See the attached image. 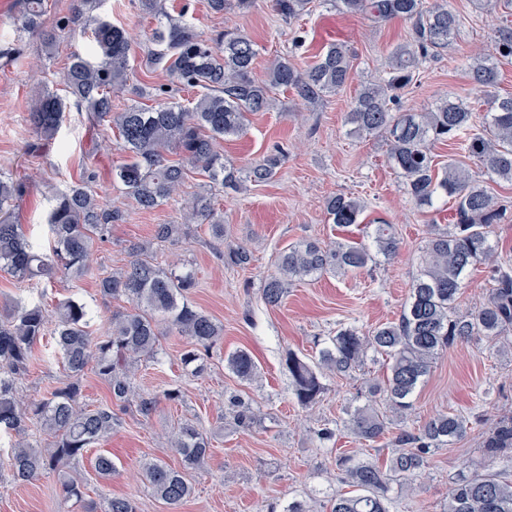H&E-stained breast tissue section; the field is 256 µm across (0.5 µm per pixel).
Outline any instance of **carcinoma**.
Returning a JSON list of instances; mask_svg holds the SVG:
<instances>
[{
	"label": "carcinoma",
	"mask_w": 512,
	"mask_h": 512,
	"mask_svg": "<svg viewBox=\"0 0 512 512\" xmlns=\"http://www.w3.org/2000/svg\"><path fill=\"white\" fill-rule=\"evenodd\" d=\"M96 0H76L72 32L89 39L92 58L79 52L70 56L63 74L67 92L91 120L113 131L127 159L112 170V181L122 186L125 196L149 211L182 191L187 165L202 169L210 184L204 193L187 198L182 224H158L154 239L178 240L187 224H208L213 237L224 239L223 220L211 205V196L226 189L240 191L245 184L271 180L281 166L283 154L276 152L247 168L224 163L216 143L243 131L246 115L273 106L279 91H293L314 103L343 89L351 78L352 56L341 43H333L305 70L288 58L275 60L266 75L253 74L257 56L255 43L238 32L222 31L207 36L186 20V8L173 15L162 0H138L142 14L154 19L151 41L142 64L148 71L161 69L171 84L146 90L132 88L136 100L121 112L112 111V91L126 86L131 44L125 28L91 15ZM348 12L369 14L377 22L403 19L411 23L410 42L392 52L386 80L362 87L348 122L358 136H381L387 156L403 178L410 199L428 208L443 197L454 200L453 223L441 229L431 225L422 247L409 298L397 320L378 326L365 335L353 326L336 330L323 342L317 362L310 363L295 352L286 353L290 391L297 405L310 409L324 393L323 375H348L358 369L368 351L388 359L387 376L381 386L369 389L370 399L347 411L344 427L361 440L375 442L387 429V416L377 409L382 398L389 412L401 415L413 406L417 388L423 383L433 360L442 352L473 337L496 338L512 334V264L499 259L491 227L502 221L503 209L485 182L472 178L466 169L450 161L440 167L432 152L438 144L452 145L476 159L487 180L512 182V96L493 97L482 123L460 100L445 99L428 112H393L389 104L395 92L413 79L423 60L448 48L461 26V15L446 8H428L424 0H340ZM311 0H274V9L284 21L293 22L309 11ZM45 0H24L21 14L13 19L19 30L39 33L45 45L56 43L54 31L44 26ZM495 55L470 58L471 81L484 91L497 86L498 58H512V28L502 27L495 40ZM195 92L191 102L175 101L179 93ZM159 98L148 106L140 98ZM64 118V103L57 93L46 90L29 108L33 141L52 139ZM174 152L176 162L166 158ZM88 174L61 192L48 224L54 236L52 249L44 253L29 243L23 225L11 210L24 194V185L0 174V266L19 280H53L63 271L79 278L89 273V258L95 239L103 238L124 213L100 203L89 186ZM366 206L357 198L339 193L326 201V213L337 227L360 223ZM371 244L345 239L334 246L303 241L284 250L277 272L264 281L266 305L278 306L288 284L323 274L352 273L366 268L380 256L390 257L399 247L393 226L377 224ZM129 263L98 280L105 297L126 299L129 307L112 311L109 327L92 335L88 306L69 299L57 307L54 339L67 380L42 400L23 406L17 399V383L27 375L35 346L47 332L48 319L39 305H13L0 313V432L17 436L10 454L0 461L16 481H29L63 465L77 463L94 443L112 433L117 412L135 403L143 418L156 410L158 398L143 393L136 384L139 362L157 355L160 336L168 329L185 337L187 345L180 362L194 374L204 369L207 357L222 340L223 328L199 310L188 298L196 287L193 274L174 266L163 268L150 256L151 242L128 246ZM225 262L245 267L249 251L242 247L224 251ZM484 267L493 283L488 300L463 311L461 291L471 271ZM230 370L242 380L257 373L251 355L238 350L227 358ZM92 370L108 383L111 404L88 409L80 405L82 380ZM234 420L241 428L255 422L251 404L238 395L229 397ZM38 423L54 441L48 448L27 439L28 424ZM467 420L457 414H437L416 432L396 437L401 449L385 462L358 459L348 453L336 456L342 484L352 491H335L322 512H390V491L414 489L415 481L427 475L430 458L462 438ZM171 449L180 456V468L160 460L141 465L153 495L177 508L193 494L188 475L206 468L210 440L190 423L168 437ZM483 458L496 470L453 479L445 512H512V417H504L485 432ZM82 482L72 475L61 476L64 497L83 499ZM103 512H138L133 500L115 496L106 499Z\"/></svg>",
	"instance_id": "obj_1"
}]
</instances>
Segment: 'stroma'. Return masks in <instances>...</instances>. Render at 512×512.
Returning a JSON list of instances; mask_svg holds the SVG:
<instances>
[{
  "instance_id": "obj_1",
  "label": "stroma",
  "mask_w": 512,
  "mask_h": 512,
  "mask_svg": "<svg viewBox=\"0 0 512 512\" xmlns=\"http://www.w3.org/2000/svg\"><path fill=\"white\" fill-rule=\"evenodd\" d=\"M190 3L189 16L200 32L237 31L255 42V77H264L279 56L308 68L324 47L342 41L353 55L352 78L341 91L314 104L292 92L281 93L273 110L248 114L241 135L219 141L225 161L238 167L258 162L276 148L285 154L270 182L216 197L223 239L213 238L207 225L192 224L177 242H155L157 262L193 269L197 286L190 299L224 328L206 370L197 376L184 371L179 361L183 338L163 337L158 357L142 362L137 374L140 390L159 395L157 409L147 419L132 409L123 413L111 434L73 466L85 487L82 502L65 500L57 473L28 483L4 475L0 512H87L102 507L110 496L133 498L139 512H269L271 505L291 498L319 504L340 487L338 452L383 461L394 450L392 437L416 431L435 414H459L468 421L466 435L435 452L428 477L413 492L391 491L393 512H443L453 478L483 469L479 448L484 432L501 416L512 415V335L474 339L439 355L415 393L412 410L392 417L387 437L375 443L355 438L341 422L346 409L364 404L367 384L383 382L387 370L381 355L369 353L350 375H327L324 396L310 413L294 404L282 363L289 351L314 357L319 343L340 326L353 325L367 334L396 320L408 298L428 225L452 221L450 201L439 200L432 210L415 205L387 161L383 139L354 135L347 121L358 90L386 77L391 53L408 41L411 25L401 19L376 22L363 13L345 12L333 0H314L310 11L292 23L282 21L272 0H254L249 10L230 8L222 14L210 13L206 0ZM425 3L461 13L465 20L447 52L423 62L398 93L397 107L419 112L439 100L457 98L475 112H485L488 95L471 84L466 64L477 52H492L499 28L512 21V7H505L504 0H488L481 9L474 0ZM21 8V0H0V43L20 47L11 61L0 60V172L26 186L16 203L19 221L34 246L49 248L47 217L53 197L88 170L95 174L92 188L99 200L120 207L124 219L113 225L107 239L94 241L92 271L82 278L22 282L0 269V308L38 303L51 317L60 302L80 300L87 303L91 330L98 335L119 306L100 294L98 274L123 268L128 245L152 240L155 225L181 223L180 206L171 200L143 211L125 197L112 181L113 169L126 158L119 141L76 108L67 109L54 140L39 151L30 149L26 118L31 100L46 89L66 96L62 77L68 58L86 43L73 39L67 28L59 31L55 48L47 49L38 36L12 26ZM94 13L128 29L137 62L131 82L149 87L168 83L165 72L149 73L138 65L151 47V23L139 16L131 0H104ZM339 193L367 205L355 240H365L370 225L383 221L393 225L399 251L356 273L291 283L281 306H267L262 288L276 269L279 252L305 240H342V229L328 222L325 211L327 198ZM230 245L248 249V266L225 264L223 253ZM238 350L253 356L258 366L254 381L240 380L229 369L227 358ZM35 351L33 366L17 386L25 402L49 396L64 379L52 336H44ZM171 387L181 390L179 402L162 400L163 391ZM234 393L252 402L257 422L251 429L235 424L228 404ZM185 422L211 435L212 457L207 471L190 474L193 495L173 509L153 497L140 463L157 459L178 466L166 437ZM326 425L335 427L336 435L319 440L317 432ZM98 453L110 455L116 464L110 479L100 478L94 469Z\"/></svg>"
}]
</instances>
